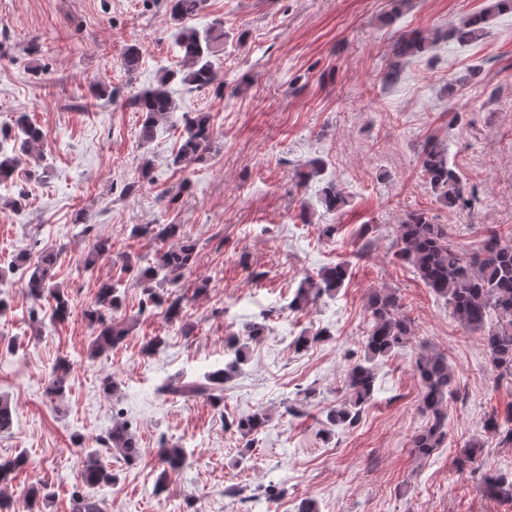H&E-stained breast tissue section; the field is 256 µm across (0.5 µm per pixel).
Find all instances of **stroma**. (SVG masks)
Returning a JSON list of instances; mask_svg holds the SVG:
<instances>
[{
    "label": "stroma",
    "mask_w": 512,
    "mask_h": 512,
    "mask_svg": "<svg viewBox=\"0 0 512 512\" xmlns=\"http://www.w3.org/2000/svg\"><path fill=\"white\" fill-rule=\"evenodd\" d=\"M493 3L205 0L189 24L202 32L223 20L224 46L211 62L224 93L174 85L176 115L144 143L141 114L127 101L181 61L165 0H0V127L24 113L46 134L39 156L0 185V196H26L20 211L0 208V341L16 344L0 351V396L14 410L0 458L28 457L7 497L20 506L29 490H47L41 512H73L78 496L101 512H297L305 499L319 512H512V501L488 498L481 484L485 473H512V446L482 428L486 415L512 405V380L492 368L482 332L393 259L396 229L413 210L447 225L451 243L467 251L486 227L512 231V10L494 12L477 40L448 35ZM414 30L425 49L394 59L398 37ZM133 44L141 63L130 73L121 59ZM394 61L399 76L389 81ZM102 85L117 97L96 99ZM183 112L211 116L207 163L173 162ZM431 136L446 144L471 204H444L423 176ZM314 159L321 172L298 185ZM331 182L346 196L333 211L322 203ZM140 224L182 225L196 246L182 281L190 335L143 308L141 288L121 274L124 255L156 249L134 235ZM330 224L335 234L324 235ZM100 236L112 253L85 267ZM364 243L367 256H357ZM47 250L58 254L55 281L72 302L62 322L10 267L19 254ZM339 262L349 265L339 293L291 307L305 276ZM118 278L125 302L116 318L130 332L93 359L85 311L99 284ZM203 279L207 288L196 291ZM381 288L396 291L413 334L376 364L375 394L358 423L330 427L326 414L363 355L368 299ZM248 323L263 333L225 382L222 406L158 393L164 380L201 382L222 368L225 336ZM319 330L325 338L296 348L300 333ZM155 336L165 346L146 353ZM432 352L447 357L454 380L446 438L422 458L411 450L427 423L415 363ZM62 358L71 364L68 388L53 403L45 390ZM257 411L270 421L249 446L227 424ZM116 422L138 440L135 463L97 442ZM476 439L481 455L458 469L460 450ZM164 445L186 453L165 478ZM91 453L112 470L111 485L82 484Z\"/></svg>",
    "instance_id": "35a3bbf8"
}]
</instances>
